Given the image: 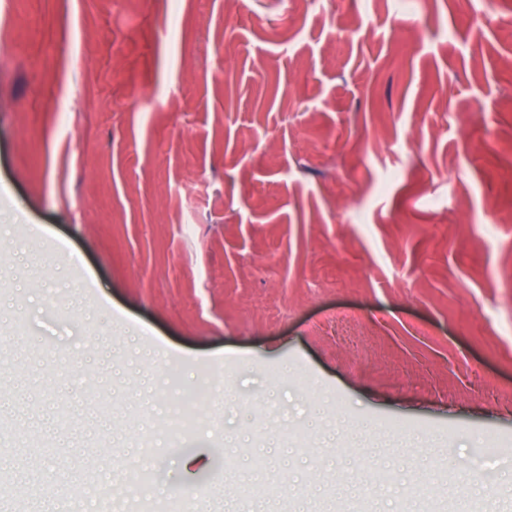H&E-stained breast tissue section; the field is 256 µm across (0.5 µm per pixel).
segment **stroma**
I'll return each instance as SVG.
<instances>
[{
	"label": "stroma",
	"instance_id": "1",
	"mask_svg": "<svg viewBox=\"0 0 512 512\" xmlns=\"http://www.w3.org/2000/svg\"><path fill=\"white\" fill-rule=\"evenodd\" d=\"M340 425L512 512V0H0V512H334Z\"/></svg>",
	"mask_w": 512,
	"mask_h": 512
}]
</instances>
